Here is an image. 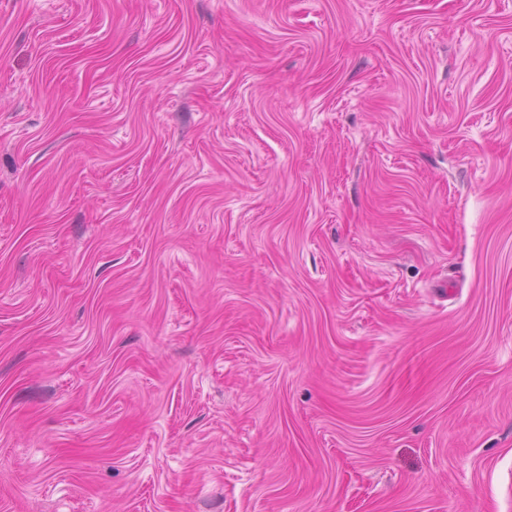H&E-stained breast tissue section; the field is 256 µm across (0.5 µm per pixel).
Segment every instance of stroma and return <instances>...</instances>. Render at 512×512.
<instances>
[{"instance_id":"1","label":"stroma","mask_w":512,"mask_h":512,"mask_svg":"<svg viewBox=\"0 0 512 512\" xmlns=\"http://www.w3.org/2000/svg\"><path fill=\"white\" fill-rule=\"evenodd\" d=\"M0 512H512V0H0Z\"/></svg>"}]
</instances>
